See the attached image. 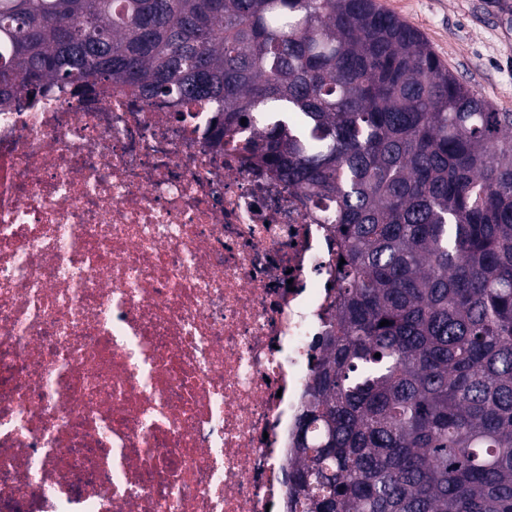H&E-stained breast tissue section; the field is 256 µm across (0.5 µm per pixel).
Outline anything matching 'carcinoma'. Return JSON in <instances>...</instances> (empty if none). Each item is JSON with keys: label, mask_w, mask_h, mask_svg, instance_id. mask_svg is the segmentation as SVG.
Returning <instances> with one entry per match:
<instances>
[{"label": "carcinoma", "mask_w": 512, "mask_h": 512, "mask_svg": "<svg viewBox=\"0 0 512 512\" xmlns=\"http://www.w3.org/2000/svg\"><path fill=\"white\" fill-rule=\"evenodd\" d=\"M50 82L204 102L327 209L293 512H512L511 112L377 0H0V106Z\"/></svg>", "instance_id": "1"}]
</instances>
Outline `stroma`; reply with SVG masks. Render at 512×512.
Here are the masks:
<instances>
[{
	"label": "stroma",
	"mask_w": 512,
	"mask_h": 512,
	"mask_svg": "<svg viewBox=\"0 0 512 512\" xmlns=\"http://www.w3.org/2000/svg\"><path fill=\"white\" fill-rule=\"evenodd\" d=\"M418 29L458 78L499 112L512 113V11L493 0H377Z\"/></svg>",
	"instance_id": "stroma-1"
}]
</instances>
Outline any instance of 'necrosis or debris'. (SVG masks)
<instances>
[{"mask_svg": "<svg viewBox=\"0 0 512 512\" xmlns=\"http://www.w3.org/2000/svg\"><path fill=\"white\" fill-rule=\"evenodd\" d=\"M131 90L0 109V512H281L336 248Z\"/></svg>", "mask_w": 512, "mask_h": 512, "instance_id": "necrosis-or-debris-1", "label": "necrosis or debris"}]
</instances>
